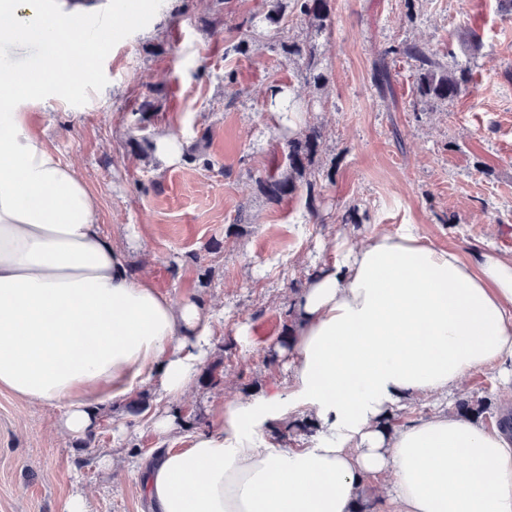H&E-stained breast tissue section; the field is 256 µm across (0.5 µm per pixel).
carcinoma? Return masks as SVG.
I'll list each match as a JSON object with an SVG mask.
<instances>
[{
	"instance_id": "obj_1",
	"label": "carcinoma",
	"mask_w": 512,
	"mask_h": 512,
	"mask_svg": "<svg viewBox=\"0 0 512 512\" xmlns=\"http://www.w3.org/2000/svg\"><path fill=\"white\" fill-rule=\"evenodd\" d=\"M267 9L248 20L242 38L234 46L240 54L249 53L252 45L261 42L270 51L287 61L299 59L305 64V80L317 88L325 86L327 77L319 68L313 39L287 41L280 37V28L288 12H297L307 21L309 28L318 34L327 29L330 15L329 0H266ZM404 55L417 63L419 68L416 94L423 103L448 102L468 89V75L455 70L437 59L419 45L392 44L384 56ZM271 106L278 113L293 111L286 89L275 86L271 89ZM322 133L312 127L306 133H297L285 142L287 163L285 167L258 180V185L272 200H279L294 193L298 186H305L309 200H315L319 180L317 158Z\"/></svg>"
}]
</instances>
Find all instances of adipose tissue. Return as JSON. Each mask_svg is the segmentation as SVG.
Returning a JSON list of instances; mask_svg holds the SVG:
<instances>
[{
	"instance_id": "1",
	"label": "adipose tissue",
	"mask_w": 512,
	"mask_h": 512,
	"mask_svg": "<svg viewBox=\"0 0 512 512\" xmlns=\"http://www.w3.org/2000/svg\"><path fill=\"white\" fill-rule=\"evenodd\" d=\"M64 26L43 0H0V50L41 49L33 67H0V390L60 409V430L86 440L146 384L183 396L212 329L195 304L130 276L80 172L15 107L21 91L37 101L85 80L47 48ZM290 323L284 385L224 402L184 447L143 461L150 512H350L374 482L384 512H512V437L447 409L379 426L402 400L512 365V255L375 232L336 249ZM304 412L318 422L304 446L275 439Z\"/></svg>"
}]
</instances>
